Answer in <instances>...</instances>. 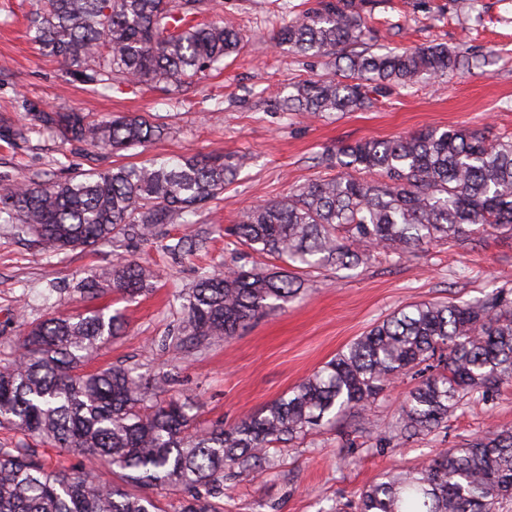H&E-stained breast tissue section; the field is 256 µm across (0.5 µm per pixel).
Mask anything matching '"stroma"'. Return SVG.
<instances>
[{
    "mask_svg": "<svg viewBox=\"0 0 512 512\" xmlns=\"http://www.w3.org/2000/svg\"><path fill=\"white\" fill-rule=\"evenodd\" d=\"M313 0H219L220 15L234 16L243 36L237 56L184 95L129 83L104 93L60 79L59 60L45 54L29 31L43 0H0V129L24 130L14 143L0 138V183L32 174L66 177L139 165L157 156L206 154L237 163V178L222 201L194 217L161 226L163 242L202 240L192 255L171 258L162 242L118 240L92 250L38 251L18 224L0 223V354L17 345L22 324L52 310L84 312L89 303L77 282L140 257L159 277L136 301L116 293L100 305L121 310L125 331L87 365L138 366L145 378L167 375V393L186 399L200 424L233 423L301 383L346 345L404 305L468 301L495 287L512 289V237L490 230L480 241H438L403 256L377 254L352 270L303 269V300L251 321L237 336L201 351L158 347L179 319L175 297L192 288L203 268L227 270L276 260L237 243L229 230L247 206L282 197L295 186L329 177L322 153L343 142L389 139L428 127L492 128L512 136V0H481L480 17L460 13L455 0H362L365 44L373 51L444 44L468 55L471 70L444 80L381 88L367 111L305 119L281 111L290 86L327 73L325 59L301 57L275 36ZM71 105L91 118L146 113L163 134L147 148L115 154L72 143L43 129L34 113ZM411 378L398 380L370 410L371 433L345 436L324 429L274 449L275 468L224 482L217 512H336L356 502L380 473L432 458L490 430L512 428V384L487 403L471 402L434 434L402 445L390 425Z\"/></svg>",
    "mask_w": 512,
    "mask_h": 512,
    "instance_id": "35a3bbf8",
    "label": "stroma"
}]
</instances>
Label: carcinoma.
Returning <instances> with one entry per match:
<instances>
[{
	"label": "carcinoma",
	"instance_id": "1",
	"mask_svg": "<svg viewBox=\"0 0 512 512\" xmlns=\"http://www.w3.org/2000/svg\"><path fill=\"white\" fill-rule=\"evenodd\" d=\"M212 2L45 0L30 24L46 54L63 63L66 82L95 91L133 83L182 92L238 51L242 36L232 19L198 21ZM365 28L356 0H315L288 21L277 44L335 59L331 73L294 86L283 99L286 111H364L373 107L371 85L408 86L470 68L469 57L444 45L372 52ZM35 120L110 152L144 147L159 135L140 114L95 121L59 107ZM321 162L336 175L249 208L235 224L238 243L284 268L203 272L177 295L180 345L202 351L299 299L298 269L352 270L377 250L402 255L443 239L464 242L485 227L512 231V137L428 128L341 144ZM235 177V164L200 155L60 180L37 172L0 185V222L22 225L35 247L57 254L118 237L148 241L164 224L189 222ZM155 278L132 258L82 279L78 290L89 301L109 289L131 301ZM123 325L106 307L49 313L31 324L14 352L0 357V427L118 470L124 482L49 471L27 444L0 447V512H164L131 492L133 484L186 489L190 498L178 512H212L209 498L223 493L224 480L273 466L277 445L347 417L354 432H369L368 410L394 378H419L391 425L401 444L434 433L464 402L486 401L512 383V298L502 288L476 301L404 307L260 411L203 429L186 403L159 399L166 377L147 382L122 365L86 370ZM353 512H512V428L381 475Z\"/></svg>",
	"mask_w": 512,
	"mask_h": 512
}]
</instances>
